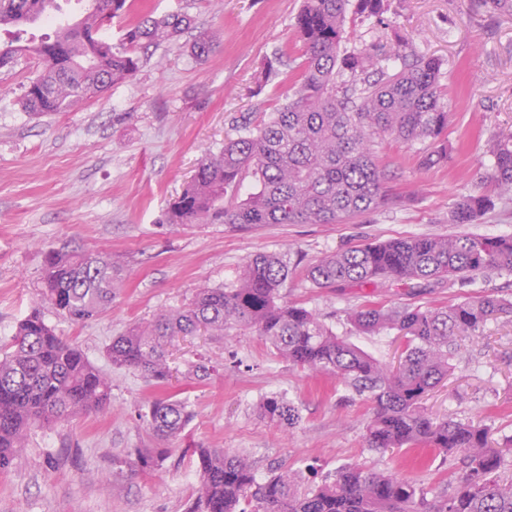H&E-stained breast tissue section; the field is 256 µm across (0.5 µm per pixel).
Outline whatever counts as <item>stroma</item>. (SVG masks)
Here are the masks:
<instances>
[{
    "mask_svg": "<svg viewBox=\"0 0 512 512\" xmlns=\"http://www.w3.org/2000/svg\"><path fill=\"white\" fill-rule=\"evenodd\" d=\"M382 17L347 13L341 53L393 47L410 37L415 54L442 62L439 89L450 109L442 140L448 159L420 165L428 145L387 139L374 145L390 201L342 224L167 223L199 159L234 137V117H269L302 72L305 49L294 37L302 0H134L131 17L182 12L195 27L150 47L130 79L69 112L33 116L21 99L40 69L19 54L0 69V342L33 308L107 370L111 406L103 413L35 427L11 469L0 472V512H188L197 475L192 448L246 454L258 480L292 470L316 485L358 464L409 480L427 500L451 493L457 459L428 448L382 453L369 448L371 406L334 377L301 371L259 336L230 331L176 342L175 390L194 417L159 469L141 472L136 451L152 445L140 416L155 398L139 372L109 366L104 348L138 322L190 302L197 287L234 282L257 253L286 256L295 271L285 301L315 312L338 336L383 362L396 361L402 339L368 335L348 319L369 303L440 307L480 294L512 300V275L420 290L400 282L318 288L305 276L315 260L345 247L412 236H512V203L497 202L490 178L491 139L512 132V12L490 14L476 0H387ZM130 17V18H131ZM212 50L197 59L199 33ZM276 74L263 78L273 54ZM485 195L496 205L473 224H455V204ZM71 243L111 255L126 274L112 308L74 324L42 299L44 254ZM218 370L203 384L188 374L196 354ZM452 375L425 402L433 414L482 419L493 441L512 436V316L487 321L459 342ZM299 409L295 426L264 418L266 397Z\"/></svg>",
    "mask_w": 512,
    "mask_h": 512,
    "instance_id": "1",
    "label": "stroma"
}]
</instances>
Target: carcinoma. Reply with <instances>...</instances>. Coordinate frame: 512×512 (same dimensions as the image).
I'll use <instances>...</instances> for the list:
<instances>
[{
    "label": "carcinoma",
    "mask_w": 512,
    "mask_h": 512,
    "mask_svg": "<svg viewBox=\"0 0 512 512\" xmlns=\"http://www.w3.org/2000/svg\"><path fill=\"white\" fill-rule=\"evenodd\" d=\"M83 12L60 26L54 39L30 46L16 35L0 45V68L31 48L41 71L28 85L22 108L34 115L66 112L138 70V50L170 41L189 28L182 13L127 24L121 47H104L99 37L105 16L120 18L129 0H86ZM385 0H303L295 31L305 47L304 72L291 96L267 120L243 115L237 137L224 149L204 155L181 195L170 204V224H335L383 205L386 174L375 162L377 139L436 142L448 128V103L438 86L440 62L409 52L396 36L393 57L401 68L389 72L390 56L376 49L340 55L346 13L383 14ZM58 10L57 0H0V29L34 22ZM491 178L500 199L512 202V134L492 145ZM252 175L258 191L226 207L224 197ZM494 202L482 195L461 199L455 224H471ZM288 262L258 253L228 287L198 288L174 312L131 326L106 346L112 366L140 372L163 388L172 378L167 347L176 336L204 331L222 336L249 331L300 369L336 377L366 396L372 416L368 447L380 451L428 447L443 456L463 453L467 475L456 491L428 504L410 482L393 475L348 466L332 481L309 487L288 472L263 482L249 459L222 448H197L198 492L191 512H512V480L497 476L512 440L493 445L479 421L440 419L423 401L449 374L457 338L479 331L494 315L512 314V301L481 294L444 307L371 305L349 314L363 332L396 330L405 344L398 366L339 337L312 311L283 300ZM512 273V236L398 238L354 246L322 257L307 269L318 288L384 281H411L430 288ZM122 268L96 251L67 243L44 257L45 300L72 322L100 317L123 286ZM214 366L200 356L189 373L210 378ZM108 377L79 347L49 326L38 311L17 326L0 346V470L9 469L30 430L60 419L98 413L110 406ZM268 420L292 426L299 421L293 402L271 396L261 406ZM158 444L138 453L144 471L160 466L167 445L192 419L187 400L170 394L149 404L142 415Z\"/></svg>",
    "instance_id": "1"
}]
</instances>
